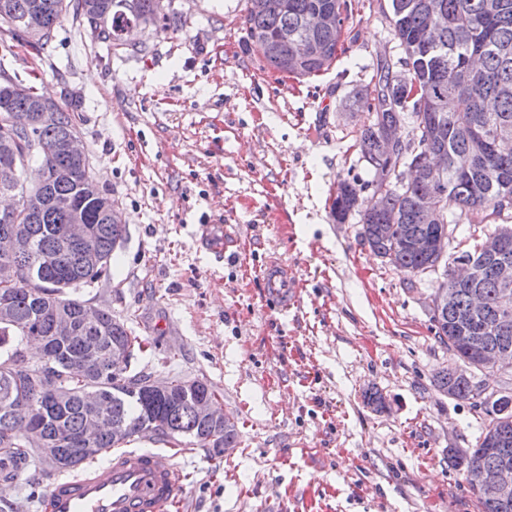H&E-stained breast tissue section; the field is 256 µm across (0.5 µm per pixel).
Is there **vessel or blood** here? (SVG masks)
I'll return each mask as SVG.
<instances>
[{
  "label": "vessel or blood",
  "mask_w": 512,
  "mask_h": 512,
  "mask_svg": "<svg viewBox=\"0 0 512 512\" xmlns=\"http://www.w3.org/2000/svg\"><path fill=\"white\" fill-rule=\"evenodd\" d=\"M265 296L287 309L297 296L288 266L270 261L263 270ZM185 477L179 466L151 451L130 449L112 455L106 470L87 464L73 475L50 480L43 512H170L178 506Z\"/></svg>",
  "instance_id": "obj_1"
}]
</instances>
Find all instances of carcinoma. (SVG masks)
I'll use <instances>...</instances> for the list:
<instances>
[{
  "label": "carcinoma",
  "mask_w": 512,
  "mask_h": 512,
  "mask_svg": "<svg viewBox=\"0 0 512 512\" xmlns=\"http://www.w3.org/2000/svg\"><path fill=\"white\" fill-rule=\"evenodd\" d=\"M389 2L392 31L405 54L401 65L412 71L419 93L406 96L391 64L381 63L358 99L371 116L359 132V141L370 164L380 152L383 132L412 117L409 139L400 143L398 157L413 179L405 183L395 175L377 211L369 209L364 192L377 191L379 178L363 184L343 179L340 184L351 187L350 195H336L332 210L343 224L358 214L368 246L403 275L414 276L436 268V259L404 243L406 238H427L438 230V225L422 222L420 200L426 193L443 186L438 197L443 214H448L452 203L460 210L454 224L471 210L486 209L496 216L512 209V0ZM35 3L47 15L45 30L32 36L16 24L7 31L38 52L68 13L109 51L137 56L147 55L148 47L125 46L119 37L125 26L181 23L178 12H159L157 0H0V16L18 20ZM319 8L336 10V28L308 34L302 26L304 17ZM349 13L348 0H266L264 10H246L243 25L248 38L263 46L265 63L275 71L276 55L308 39L318 42L319 56L308 59L297 74L312 77L336 61ZM26 88L27 95L10 103L18 109L20 121L35 119L33 109L42 98L35 86ZM75 126L74 108L61 106L56 124L29 131L22 125L14 132L17 154L47 167L66 164L72 168V180L46 187L51 205L42 219L29 223L24 217L18 224L0 221V258L9 254L17 264L35 265L32 277L21 284L0 281V476H14L37 464L23 434L27 427L38 431L49 445L58 430L64 431L63 447L73 452L69 461L56 466L60 472L76 470L144 431L174 442L184 438L218 452L233 448L235 421L224 417L218 394L206 382L127 374L138 337L109 309H97L92 320L86 317L90 306L77 297V290L109 276L124 225L98 219L95 202L82 195L81 187H92L103 199L112 200L91 175L89 164L73 163L66 154L65 140ZM460 153L475 162L467 175L451 167L446 174L435 175L427 165L429 155L451 159ZM22 175L23 166L15 163L14 155L0 152V196L6 187L23 186ZM79 208L87 215V235L84 241L69 244V215ZM41 253L55 260L35 264ZM438 288L451 292L452 302L440 314H431L435 335L463 361L467 353L449 344L448 324L467 309L469 289L456 286L447 269ZM481 291L488 314L512 307V298L504 300L490 267L484 272ZM60 317L72 324L66 336L57 329ZM32 338L41 341L34 357L25 350V342ZM434 386L453 399L476 397L469 381L453 377L446 369L434 376ZM204 400L214 407L217 418L199 416L197 406ZM90 418L98 419L102 428L89 441L83 434ZM492 424L489 421L469 458L450 455L448 461L456 468H492L502 453L512 455V441L506 449L485 445Z\"/></svg>",
  "instance_id": "cac0c4a2"
}]
</instances>
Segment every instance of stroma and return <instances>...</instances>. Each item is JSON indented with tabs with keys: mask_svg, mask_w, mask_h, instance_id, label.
<instances>
[{
	"mask_svg": "<svg viewBox=\"0 0 512 512\" xmlns=\"http://www.w3.org/2000/svg\"><path fill=\"white\" fill-rule=\"evenodd\" d=\"M246 3L175 0L183 26L144 27L143 57L69 15L37 57L0 28L1 70L77 102L91 173L123 215L110 278L80 298L139 337L135 370L206 381L237 423L222 454L152 432L130 445L181 465L188 512H480L448 451L475 447L485 406L433 385L457 363L430 321L443 273L400 274L331 212L338 180L373 177L354 98L402 55L386 0H352L344 52L299 80L265 69ZM218 224L220 254L202 243ZM274 257L299 283L288 310L264 301ZM51 476L15 477L12 512H38Z\"/></svg>",
	"mask_w": 512,
	"mask_h": 512,
	"instance_id": "1",
	"label": "stroma"
}]
</instances>
